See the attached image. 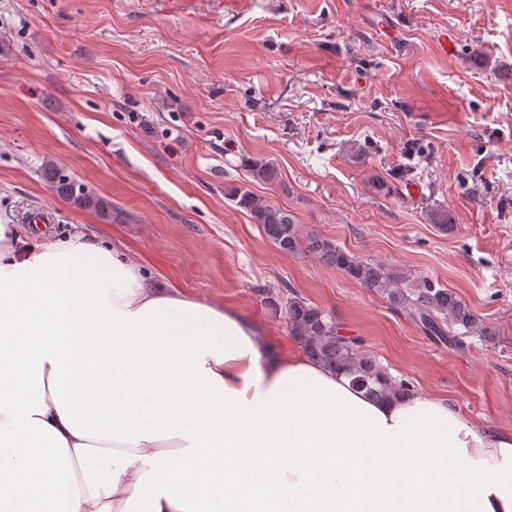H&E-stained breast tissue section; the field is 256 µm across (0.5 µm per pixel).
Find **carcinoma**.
Here are the masks:
<instances>
[{
  "label": "carcinoma",
  "mask_w": 512,
  "mask_h": 512,
  "mask_svg": "<svg viewBox=\"0 0 512 512\" xmlns=\"http://www.w3.org/2000/svg\"><path fill=\"white\" fill-rule=\"evenodd\" d=\"M247 167L257 181H270L275 174L272 163L262 158L247 161ZM43 173L59 197L104 219L112 216V204L78 182L64 167L50 163L44 166ZM230 198L250 214L277 249L291 255L307 253L314 256L322 265L380 295L392 308L407 312L426 335L450 345H461L462 338L472 334L487 343L494 340L496 329L437 279L425 274L411 279L396 265L358 257L317 232L305 233L290 211L248 189L237 187ZM428 219L442 234L451 233L456 227L454 214L444 208L431 211ZM263 295L271 310L285 309L288 335L302 346L308 357L328 368L344 371L352 386L365 395L380 399L413 390L409 382L392 378L365 354L357 340L339 335L336 322L326 310L298 296L283 304L269 289L263 291Z\"/></svg>",
  "instance_id": "obj_1"
}]
</instances>
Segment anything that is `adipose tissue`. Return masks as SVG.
Returning <instances> with one entry per match:
<instances>
[{
    "label": "adipose tissue",
    "mask_w": 512,
    "mask_h": 512,
    "mask_svg": "<svg viewBox=\"0 0 512 512\" xmlns=\"http://www.w3.org/2000/svg\"><path fill=\"white\" fill-rule=\"evenodd\" d=\"M0 512H512V431L367 397L105 240L0 223Z\"/></svg>",
    "instance_id": "obj_1"
}]
</instances>
